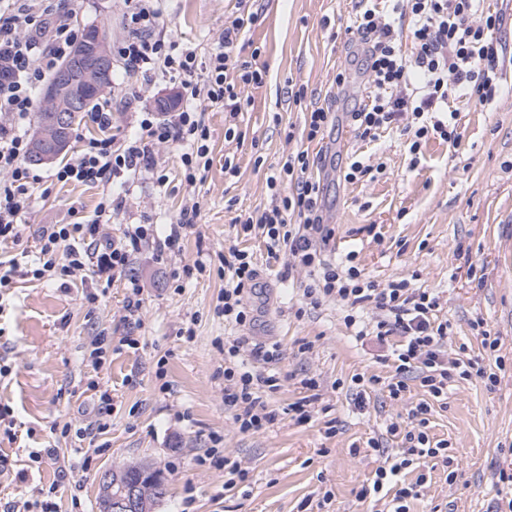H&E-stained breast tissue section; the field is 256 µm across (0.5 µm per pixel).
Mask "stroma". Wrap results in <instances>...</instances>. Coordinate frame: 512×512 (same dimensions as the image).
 <instances>
[{
  "label": "stroma",
  "mask_w": 512,
  "mask_h": 512,
  "mask_svg": "<svg viewBox=\"0 0 512 512\" xmlns=\"http://www.w3.org/2000/svg\"><path fill=\"white\" fill-rule=\"evenodd\" d=\"M352 6V0H254L259 20L246 31L240 57L265 69L266 79L243 92L249 103L237 118L238 138L225 139L222 107L199 100L212 150L203 181L188 187L180 153L169 147L159 152L164 185L138 176L120 191L109 228L114 237L139 223L156 225L159 237H166L190 198L201 205L195 230L164 263H155L147 250L132 261L133 275L145 285L142 327L124 319L121 279L105 287L66 276L18 278L0 293V357L14 367L11 381L0 387V401L12 407L19 433H31L32 445L59 448L58 458L33 463L27 448L0 442L6 460L0 505L35 500L55 482L58 512H99L101 473L144 462L159 469L166 483L155 512H376L355 497L382 462L368 442L397 448L386 428L406 420L407 408L382 391L358 402L352 378L386 377L391 369L378 362L374 343L349 335L335 302L303 307L307 273L283 279L284 260L269 258L261 239L237 236L233 225L235 217L269 203L267 176L289 153L305 150L318 164L323 215L334 229L332 252L357 251L360 268L379 282L404 278L438 293L439 316L453 329L449 353L478 355L480 340L470 328L477 319L501 343L505 369L495 388L475 376L458 379L448 388L447 406L434 407L430 434L451 444L459 476L448 482L442 462L428 460L421 468L427 482L411 512H505L497 474L512 465V63L503 65L502 91L492 104L455 101L463 129L457 147L432 140L415 159L400 130L381 131L368 142L341 120L322 141H285L281 123L302 128L312 107L329 102L342 113L360 103L364 75L346 32ZM161 8L164 34L192 42L204 61L237 0H162ZM126 10L125 0H86L74 23L105 29L114 46L126 36ZM340 68L350 72L341 88L334 84ZM112 76L123 79L126 89L109 87L101 107L111 111L117 135L134 131L140 112L154 111L156 99L174 90L159 73L146 80L118 64ZM353 154L383 164V172L345 182L338 168ZM54 170L51 164L34 169L36 207L21 228L22 249L33 250L42 225L84 223L95 214L100 188L57 183ZM233 245L252 253L262 274L248 299L256 320L240 336L249 348L273 339L282 349L276 367L282 387L267 398L278 419L256 434L240 433L224 409V354L217 342L232 330L216 305L224 289V254ZM198 257L205 272L182 277L183 265ZM87 288L98 293V303H86ZM104 328L116 340L138 337L141 347L113 354L96 370L84 360L85 344ZM189 329L194 335L188 339ZM305 374L317 378L320 388L311 420L300 422L288 406L306 397L298 382ZM105 391L114 410L97 439L101 451L79 482L62 480L60 468L78 465L83 446L75 436H62V426L93 418ZM214 434L224 437L222 455L248 469L245 482L225 485L223 470L198 465ZM326 493L331 500L319 507Z\"/></svg>",
  "instance_id": "1"
}]
</instances>
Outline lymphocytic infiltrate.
<instances>
[{
	"instance_id": "f902f5d3",
	"label": "lymphocytic infiltrate",
	"mask_w": 512,
	"mask_h": 512,
	"mask_svg": "<svg viewBox=\"0 0 512 512\" xmlns=\"http://www.w3.org/2000/svg\"><path fill=\"white\" fill-rule=\"evenodd\" d=\"M482 0H354V25L349 32L359 43L368 75L366 101L345 119L361 140L375 139L381 129L402 126L410 137L409 150L419 154L433 139L458 146L461 126L452 104L466 96L480 105L493 102L500 89V66L505 48L495 37L501 13L484 10ZM84 0H11L0 9V245L17 243L19 226L31 214L36 176L26 162L30 141L22 127L35 111L37 89L47 74L71 51L78 38L70 19ZM258 20L246 10L225 22L216 48L206 62H198L196 48L164 36L160 0H127V38L116 47L126 70L142 77L165 74L185 92L179 112L159 118L142 113L136 133L115 139H86L54 177L57 181L104 187L94 219L86 224H49L38 233L37 255L29 265L0 259V288L18 277L37 281L91 272L95 280L126 279L125 319L141 322L144 285L130 275L137 254L156 241L150 224H129L119 239L106 231L118 202L110 192L115 179L126 175H158V152L178 146L186 183L196 186L211 165V131L202 113L193 108L203 98L223 107L229 117L244 109L242 89L261 87L263 70L241 60L237 48L247 28ZM411 51H404V42ZM306 151L290 153L266 184L271 201L253 214L236 217L243 234L262 239L271 258L287 255L289 268L307 272L311 281L303 291L307 305L336 302L343 323L358 339L378 345L381 362L390 364L388 377L358 375L355 385L381 387L395 401H405L410 373H417L425 397L408 411L407 424L391 423L388 430L400 440L398 454L385 457L371 479L359 486L358 501L388 499L389 512H410L427 478L407 480L413 465L426 459L448 466L456 481L454 457L447 440L428 433L432 407L445 403L448 384L456 377L478 376L496 387L504 359L499 340L483 321L471 328L481 338L479 360L450 357L451 326L438 316L440 297L411 287L408 280L381 283L366 277L356 252L344 260L328 259L325 249L334 232L325 224L319 180L309 172ZM260 270L252 253L229 247L224 257V290L219 296L225 323L243 328L255 321L247 297L260 285ZM244 342L224 340V407L238 430L259 433L273 425L277 414L266 397L277 392L280 379L267 366L280 356L278 342L255 345L254 365L243 359ZM482 357V358H483Z\"/></svg>"
}]
</instances>
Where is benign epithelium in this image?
<instances>
[{
	"label": "benign epithelium",
	"instance_id": "benign-epithelium-1",
	"mask_svg": "<svg viewBox=\"0 0 512 512\" xmlns=\"http://www.w3.org/2000/svg\"><path fill=\"white\" fill-rule=\"evenodd\" d=\"M113 68L114 60L102 29H96L88 40L76 45L56 78L42 89L40 100L44 111L52 113L54 118L37 127L32 153L34 164H51L66 151L70 144V138L64 134L68 114L80 111L86 90L91 89L97 95L103 93ZM99 484L107 488L104 512H138V485L132 482V476L114 482L112 471L108 470L101 474Z\"/></svg>",
	"mask_w": 512,
	"mask_h": 512
}]
</instances>
